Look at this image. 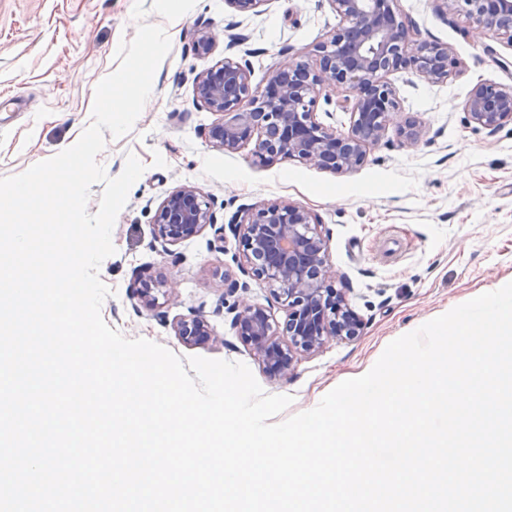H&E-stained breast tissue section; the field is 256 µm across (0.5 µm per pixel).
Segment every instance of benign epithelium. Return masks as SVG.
Wrapping results in <instances>:
<instances>
[{
  "instance_id": "7a95c632",
  "label": "benign epithelium",
  "mask_w": 512,
  "mask_h": 512,
  "mask_svg": "<svg viewBox=\"0 0 512 512\" xmlns=\"http://www.w3.org/2000/svg\"><path fill=\"white\" fill-rule=\"evenodd\" d=\"M268 0H225L239 13H257ZM339 18L336 29L306 57L279 63L260 92L252 87L251 71L233 56L201 70L195 78L196 98L219 115L207 131L210 145L233 153L251 144L260 161L301 160L337 174L355 171L385 135L391 115L400 109L388 80L407 71L432 82L448 79L460 65L447 44L423 40L411 31L396 8L397 0H329ZM440 8L464 19L463 34L480 40L488 35L512 46V0H438ZM215 39L200 31L196 51L207 57ZM350 114L349 127L339 132L317 118L319 97ZM464 108L471 122L490 134L512 124V88L474 85ZM400 144L416 148L425 129L414 116L398 126ZM316 217L290 200L246 208L235 223H216L207 195L195 185L170 192L153 216V242L167 250L213 232L224 250L226 232L242 248L241 273L264 281L273 299L286 311L276 323L259 305L234 311L231 325L266 373L290 377L298 357L320 352L331 340L360 336L362 320L333 282L342 279L328 260V243ZM137 294L144 306L158 296L177 299L175 283L159 277L141 282ZM175 331L188 345L217 340L202 316L182 318Z\"/></svg>"
}]
</instances>
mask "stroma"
I'll return each instance as SVG.
<instances>
[{
	"label": "stroma",
	"instance_id": "1",
	"mask_svg": "<svg viewBox=\"0 0 512 512\" xmlns=\"http://www.w3.org/2000/svg\"><path fill=\"white\" fill-rule=\"evenodd\" d=\"M134 0H0V178L72 146L92 120L97 84L119 65L120 43L140 23L162 27L171 43L158 66L155 92L126 134L107 136L98 155L118 176L128 155L145 171L118 214L116 248L99 267L112 294L104 321L128 338L159 343L180 357L202 356L248 365L270 394L292 396L287 415L314 408L335 386L369 371L401 335L482 293L512 282V124L495 135L469 123L464 102L471 87H512V45L465 37L461 17L436 0H398L420 38L448 44L460 72L443 83L395 72L389 77L400 115H413L428 134L414 150L399 145L390 122L366 163L335 174L300 160L262 163L251 147L212 148L207 130L216 116L197 101L194 83L210 61L224 56L227 27L244 36L237 58L264 88L274 64L308 54L339 22L327 0H267L261 12L238 14L224 0H145L143 20ZM215 37L210 58L195 50L197 32ZM183 184L202 188L218 223L243 208L287 199L316 216L328 240L329 261L345 277V297L363 321L360 336L332 341L299 359L292 377L270 378L231 326L230 307L264 306L274 321L286 315L268 285L250 278L247 293L225 296V274L239 275L235 241L214 247L211 232L162 251L155 246L156 207ZM177 284V303L142 306V279ZM226 311L216 312L218 301ZM204 316L216 338L185 344L174 331L182 317Z\"/></svg>",
	"mask_w": 512,
	"mask_h": 512
}]
</instances>
